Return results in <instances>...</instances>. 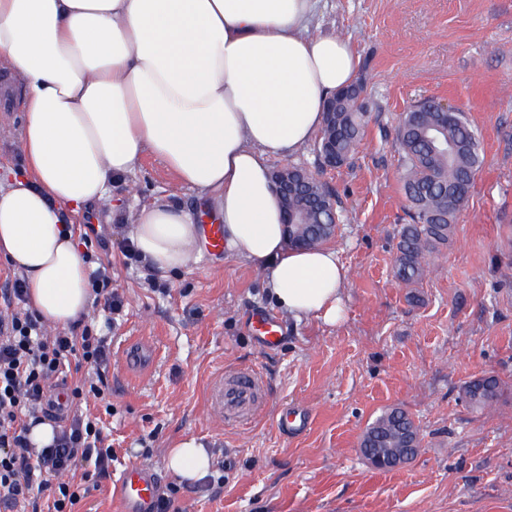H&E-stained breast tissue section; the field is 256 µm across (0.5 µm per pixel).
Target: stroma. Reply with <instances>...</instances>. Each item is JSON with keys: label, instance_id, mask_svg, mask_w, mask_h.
Returning <instances> with one entry per match:
<instances>
[{"label": "stroma", "instance_id": "35a3bbf8", "mask_svg": "<svg viewBox=\"0 0 512 512\" xmlns=\"http://www.w3.org/2000/svg\"><path fill=\"white\" fill-rule=\"evenodd\" d=\"M315 26L350 39L369 113L349 165L320 168L315 145L271 159L319 171L340 202L330 247L348 269L344 315L329 325L280 312L265 275L231 254L202 250L162 275L118 247L125 215L156 199L190 212L199 193L144 156L112 184V208L94 226L90 270L106 266L120 313L94 301L87 316L111 344L112 412L103 422L112 473L79 512H116L114 482L132 463L159 493L178 487L184 512H512V0H319ZM434 98L465 112L481 167L446 247L428 273L393 276L399 232L410 221L395 127ZM0 111V174L18 167L20 93ZM276 315L282 339L261 348L254 314ZM257 373L264 389L239 419L220 420L210 393L220 376ZM496 376L489 409L472 407L467 382ZM406 411L421 446L408 462L374 469L360 451L383 409ZM211 469L191 483L165 467L186 439Z\"/></svg>", "mask_w": 512, "mask_h": 512}]
</instances>
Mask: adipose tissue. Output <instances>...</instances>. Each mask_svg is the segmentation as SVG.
Segmentation results:
<instances>
[{
  "instance_id": "1",
  "label": "adipose tissue",
  "mask_w": 512,
  "mask_h": 512,
  "mask_svg": "<svg viewBox=\"0 0 512 512\" xmlns=\"http://www.w3.org/2000/svg\"><path fill=\"white\" fill-rule=\"evenodd\" d=\"M316 0H0V71L22 87L21 170L0 179V259L26 277L29 305L56 327L92 306L70 225L111 206L110 187L144 155L207 200L224 244L262 271L294 319L342 316L347 269L330 248L289 246L269 161L319 132L351 85L350 40L313 31ZM147 266L187 268L195 216L156 200L132 217ZM211 460L194 441L169 449L187 481Z\"/></svg>"
}]
</instances>
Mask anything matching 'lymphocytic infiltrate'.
Wrapping results in <instances>:
<instances>
[{
    "label": "lymphocytic infiltrate",
    "instance_id": "obj_1",
    "mask_svg": "<svg viewBox=\"0 0 512 512\" xmlns=\"http://www.w3.org/2000/svg\"><path fill=\"white\" fill-rule=\"evenodd\" d=\"M24 279L0 294V503L24 512H76L90 483L109 477L112 447L100 420L78 413L94 397L104 410L112 403L101 368L109 359L106 337L78 320L68 329L45 333L21 306ZM63 418L52 444L33 446L27 433L52 414ZM93 463L91 481H75L78 465Z\"/></svg>",
    "mask_w": 512,
    "mask_h": 512
}]
</instances>
